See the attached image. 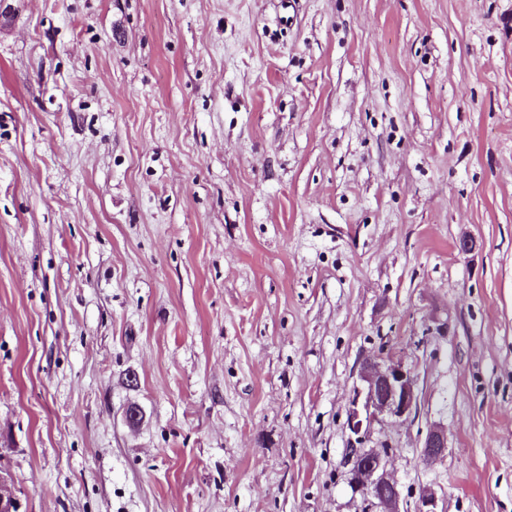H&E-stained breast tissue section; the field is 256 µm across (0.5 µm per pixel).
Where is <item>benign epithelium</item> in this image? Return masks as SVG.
I'll return each mask as SVG.
<instances>
[{
    "instance_id": "1",
    "label": "benign epithelium",
    "mask_w": 512,
    "mask_h": 512,
    "mask_svg": "<svg viewBox=\"0 0 512 512\" xmlns=\"http://www.w3.org/2000/svg\"><path fill=\"white\" fill-rule=\"evenodd\" d=\"M416 408L415 380L401 362L377 357L362 363L360 385L354 389L347 417V428L357 447L349 449L347 465L354 490L371 502L376 512H400L398 483L388 468V459L379 450L360 448L358 444L380 417L407 418ZM446 448L443 428L434 426L424 438L420 456L426 462H436L445 455ZM417 512H444L434 490L422 491Z\"/></svg>"
}]
</instances>
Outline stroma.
Here are the masks:
<instances>
[{
    "label": "stroma",
    "instance_id": "stroma-1",
    "mask_svg": "<svg viewBox=\"0 0 512 512\" xmlns=\"http://www.w3.org/2000/svg\"><path fill=\"white\" fill-rule=\"evenodd\" d=\"M384 354L402 512H512V0H0L21 512H363ZM360 385L354 389L347 428L361 444L372 424L382 416L407 418L417 408L415 380L392 358H369L362 363ZM446 434L442 427L434 426L426 434L420 456L422 460L432 463L440 460L446 452Z\"/></svg>",
    "mask_w": 512,
    "mask_h": 512
}]
</instances>
